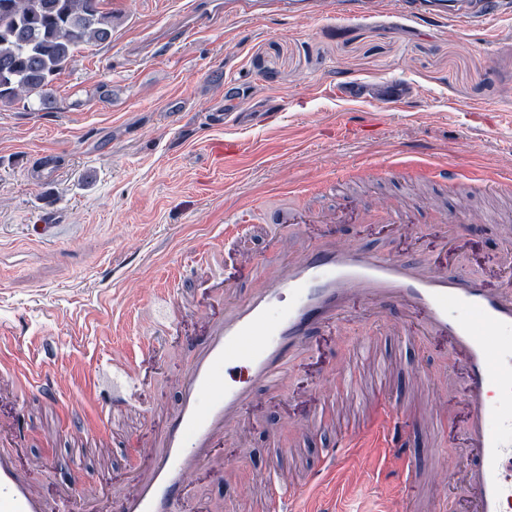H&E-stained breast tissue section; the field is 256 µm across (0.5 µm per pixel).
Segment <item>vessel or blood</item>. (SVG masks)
Here are the masks:
<instances>
[{"mask_svg": "<svg viewBox=\"0 0 512 512\" xmlns=\"http://www.w3.org/2000/svg\"><path fill=\"white\" fill-rule=\"evenodd\" d=\"M395 12L432 24L445 17L436 0H397ZM251 272L255 284L242 298L216 281L224 314L192 350L180 381V403L148 449V465L137 469L133 491L112 494L108 512H178L199 470L213 464L216 446L241 429L258 393L290 392L296 367L316 355L312 337L322 330L335 332L355 303L362 305L366 324L386 322L393 308H401L407 322L395 334L402 343L447 339L451 371L439 378L417 366L414 389L430 393L443 386L466 408L458 419L455 459L440 460L418 475L407 446L412 422L382 393L391 365L377 354V336L337 353L335 369L320 375L316 386L326 401L338 384L354 385L364 368H371L377 389L372 411L383 450L371 462L382 465L403 489L384 512H444L439 501L420 498L422 482L462 490L463 512H506L512 505V288L490 287L484 278L458 268L366 250L332 224L321 241L302 245L277 265L254 262ZM112 366L117 370L112 412L117 415L127 407L138 376L124 361ZM427 408L429 442L436 448L443 429L439 415L448 402L431 396ZM23 433L18 424L0 426V512H69L76 499L96 512V492L84 482L56 500L43 497L17 459ZM355 450L350 437H343L302 481L258 473L244 493L264 490L267 512H301L302 499L319 486L323 472L335 470Z\"/></svg>", "mask_w": 512, "mask_h": 512, "instance_id": "obj_1", "label": "vessel or blood"}]
</instances>
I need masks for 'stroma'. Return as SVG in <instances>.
<instances>
[{"label": "stroma", "instance_id": "obj_1", "mask_svg": "<svg viewBox=\"0 0 512 512\" xmlns=\"http://www.w3.org/2000/svg\"><path fill=\"white\" fill-rule=\"evenodd\" d=\"M126 16L109 41L78 46L53 84L50 102L0 108V424L26 417L29 434L18 461L47 499L84 481L104 491H132L140 449L151 447L179 400L178 379L192 347L224 311L207 273L180 279L177 266L194 248L218 254L224 280L246 296L252 262L287 258L293 241L277 242L267 208L309 216L305 241L316 242L324 218L372 251L404 260L452 262L488 276L493 287L512 252L497 219H512V0L478 26L452 19L438 27L390 16L389 0L369 13L338 17L249 13L224 0H102ZM371 86L393 79L411 92L403 108L369 101L359 133L340 124L345 111L337 74ZM250 92L253 111L213 124L224 109V83ZM241 145L238 159L217 160L213 144ZM58 156L48 185L33 167L43 152ZM450 168L454 183L431 172ZM437 198L438 209L426 207ZM385 200L411 224L399 236L362 222ZM249 207L252 227L224 241V216ZM461 217L466 245L450 254L443 219ZM50 225L40 235L39 225ZM171 293L174 328L160 350L141 355V324L151 303ZM360 307L342 333H323L322 360L302 366L304 397L258 395L246 426L216 449L183 512H254L238 485L271 466L288 468L285 450L299 444L316 463L334 442L340 420L327 410L320 428L298 435L289 417L315 408L310 393L341 343L359 340ZM397 363L385 391L408 414L421 403L408 386L412 368L448 370L446 341L402 345L380 336ZM127 356L141 383L134 407L115 422L90 386L108 355ZM35 364L55 401L16 397L15 368ZM232 466L237 481L224 477ZM390 483L351 459L328 475L307 506L312 512H383Z\"/></svg>", "mask_w": 512, "mask_h": 512}]
</instances>
